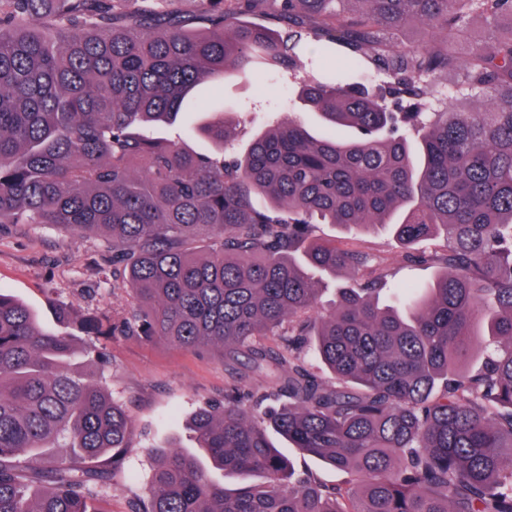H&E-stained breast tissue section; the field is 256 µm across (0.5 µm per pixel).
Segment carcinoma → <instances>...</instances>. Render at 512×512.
Listing matches in <instances>:
<instances>
[{"mask_svg":"<svg viewBox=\"0 0 512 512\" xmlns=\"http://www.w3.org/2000/svg\"><path fill=\"white\" fill-rule=\"evenodd\" d=\"M127 2L0 0V224L108 237L112 288L133 299L120 333L216 349L264 382L251 395L229 382L198 407L189 426L211 468L165 454L135 512H512V31L462 68L436 44L473 15L512 19V0H354V13L347 0H202L191 17ZM270 2L283 33L253 19ZM410 21L427 33L405 43ZM336 45L384 57L387 79L307 81L321 136L280 119L228 154L222 106L191 128L204 150L155 134L205 82ZM314 224L388 225L436 281L382 304L377 257L314 239ZM437 235L443 250H415ZM340 270L352 283L316 312L315 274ZM83 330L105 361L102 324ZM131 430L105 385L75 374L69 337L0 292V512H103ZM271 430L347 480L296 471ZM50 448L70 454L47 464ZM212 469L244 483L228 492Z\"/></svg>","mask_w":512,"mask_h":512,"instance_id":"1","label":"carcinoma"}]
</instances>
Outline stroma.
I'll return each mask as SVG.
<instances>
[{"instance_id": "35a3bbf8", "label": "stroma", "mask_w": 512, "mask_h": 512, "mask_svg": "<svg viewBox=\"0 0 512 512\" xmlns=\"http://www.w3.org/2000/svg\"><path fill=\"white\" fill-rule=\"evenodd\" d=\"M330 65L337 73L362 80L383 76L372 56L356 65L342 56L324 60L305 52L297 70L267 79L229 78L224 84L200 88L197 99L205 110L224 105L240 122L241 133L232 150L242 154L273 120L293 112L308 130L322 132L318 114L303 108L298 95L304 79L324 74ZM316 233L377 255L390 269L394 283L426 288L437 277L433 266H406L402 249L381 228L347 230L320 224ZM111 270L112 248L102 237L75 236L49 224H0V290L27 304L50 329L69 334L75 369L88 377L95 368L84 354L88 338L81 329V318H97L108 329L113 316L123 313L128 304L125 293L100 282V272ZM64 307L73 315L63 323L57 312ZM102 342L108 364L101 381L114 398L126 404L134 431L101 507L103 512H130L132 502L146 494L156 453L172 445L194 450L185 423L201 403L223 398L229 379H236L245 391L254 389L258 379L245 367L229 375L223 357L214 350H178L141 336L109 335Z\"/></svg>"}]
</instances>
